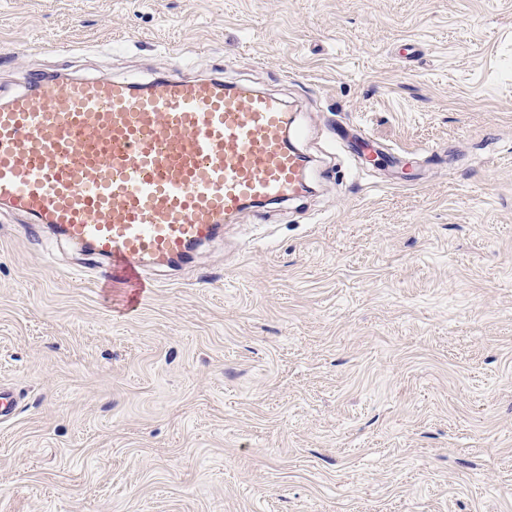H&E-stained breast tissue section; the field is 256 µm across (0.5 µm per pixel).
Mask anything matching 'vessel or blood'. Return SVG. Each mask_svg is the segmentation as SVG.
<instances>
[{"label":"vessel or blood","mask_w":512,"mask_h":512,"mask_svg":"<svg viewBox=\"0 0 512 512\" xmlns=\"http://www.w3.org/2000/svg\"><path fill=\"white\" fill-rule=\"evenodd\" d=\"M286 103L247 83L35 74L0 100V207L130 279L305 189Z\"/></svg>","instance_id":"b4317fda"}]
</instances>
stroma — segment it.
Instances as JSON below:
<instances>
[{"label": "stroma", "instance_id": "stroma-1", "mask_svg": "<svg viewBox=\"0 0 512 512\" xmlns=\"http://www.w3.org/2000/svg\"><path fill=\"white\" fill-rule=\"evenodd\" d=\"M53 72L277 95L309 190L132 308L0 209V512H512V0H0Z\"/></svg>", "mask_w": 512, "mask_h": 512}]
</instances>
